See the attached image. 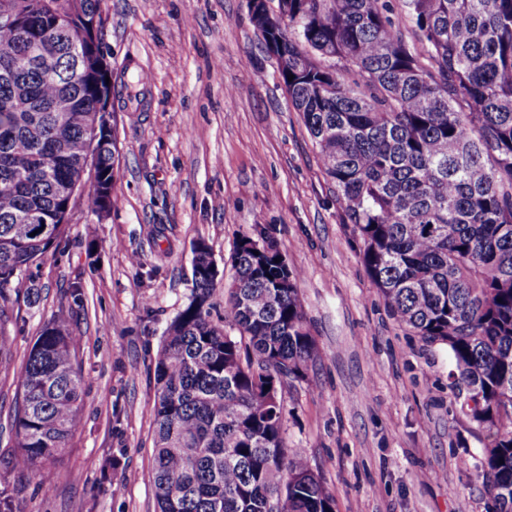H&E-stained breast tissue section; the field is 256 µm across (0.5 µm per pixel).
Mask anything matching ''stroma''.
Returning <instances> with one entry per match:
<instances>
[{
    "label": "stroma",
    "mask_w": 512,
    "mask_h": 512,
    "mask_svg": "<svg viewBox=\"0 0 512 512\" xmlns=\"http://www.w3.org/2000/svg\"><path fill=\"white\" fill-rule=\"evenodd\" d=\"M100 9L103 51L113 68L147 76L145 103L112 98L109 215L99 224L76 205L66 237L6 303L0 490L12 512H155L154 359L189 301L193 246L211 249L221 278L213 318L233 336L231 255L256 225L300 271L316 344L305 378L279 391L283 437L303 449L336 512H493L479 476L490 437L469 417L448 348L399 324L374 286L246 0H100ZM53 320L83 339V396L45 492L11 422L30 348ZM109 457L120 465L107 482L99 469Z\"/></svg>",
    "instance_id": "35a3bbf8"
}]
</instances>
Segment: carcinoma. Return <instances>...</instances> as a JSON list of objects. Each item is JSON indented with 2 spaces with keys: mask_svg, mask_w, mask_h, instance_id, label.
I'll return each mask as SVG.
<instances>
[{
  "mask_svg": "<svg viewBox=\"0 0 512 512\" xmlns=\"http://www.w3.org/2000/svg\"><path fill=\"white\" fill-rule=\"evenodd\" d=\"M99 2L9 0L30 36L57 22L69 30L48 63L0 28V68L20 63L31 105L0 111V363L11 355L3 303L69 229L46 237L17 219L57 215L56 182L86 151L82 118L100 78L76 69L71 45ZM401 2L395 20L389 0H288V18L267 17L262 40L390 312L448 347L472 420L493 436L480 470L493 512H512V0ZM64 94L74 106L62 119L52 105ZM98 148L81 193L92 213L114 185L112 151ZM211 261L208 248L193 258L191 298L155 359L158 512H273L279 489L280 512H334L303 450L285 446L273 386L305 377L314 358L298 290L277 288L286 270L274 257L234 248L224 305L236 338L211 317ZM78 345L63 322L45 325L20 378L12 426L40 479L68 452Z\"/></svg>",
  "mask_w": 512,
  "mask_h": 512,
  "instance_id": "obj_1",
  "label": "carcinoma"
}]
</instances>
